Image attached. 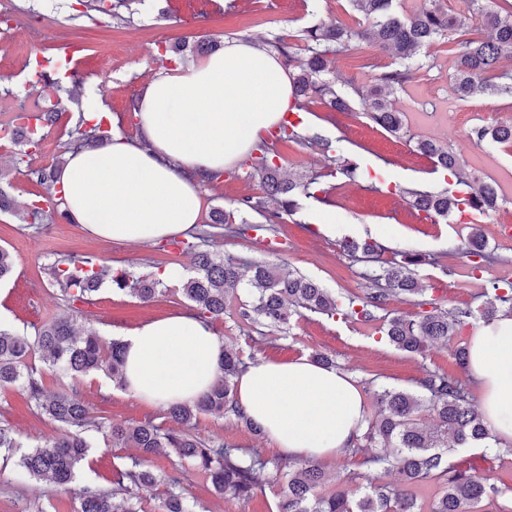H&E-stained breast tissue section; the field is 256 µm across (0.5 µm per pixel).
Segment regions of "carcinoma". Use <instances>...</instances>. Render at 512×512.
I'll list each match as a JSON object with an SVG mask.
<instances>
[{
    "mask_svg": "<svg viewBox=\"0 0 512 512\" xmlns=\"http://www.w3.org/2000/svg\"><path fill=\"white\" fill-rule=\"evenodd\" d=\"M143 2L111 0L107 5L105 0H77L87 9L113 17L118 16L116 10L120 8L132 16L137 12L136 6ZM347 2L364 22L353 26L340 21L322 23L300 30L295 44L284 37L270 42L271 49L288 65L295 112H307L316 102L325 104L331 112H349L355 96L372 123L395 136H404L408 133L404 114L395 108L391 96L424 67L417 60L420 52L442 39L454 43L456 63L451 84L458 99H468L488 88L512 94V69L502 66L505 60L512 61V0H501L504 7L499 10L488 7L486 0H466L465 11L461 13L448 12L443 0H428L424 8L411 14L399 13L396 0ZM476 24L489 30L490 36H475ZM363 44L391 54L393 67L370 87L353 88V96L341 94L325 75L337 57L350 55ZM46 63L41 70L32 71L35 79L29 81L26 101L11 107L13 112L36 115L35 131L19 130L14 118L0 123V138L11 146L8 157L12 168L43 189L19 210L0 186V214L15 217L27 228L58 219L70 220L59 185L64 154L73 149L97 148L111 139V130L103 128L106 119L94 122L85 118L77 84L72 78L61 76V70L55 67L57 60L48 57ZM47 101L58 108L74 104L77 116L67 132V140L61 144V155L49 165L34 168L30 159L41 147L44 129L59 117V113L44 109L43 103ZM473 134L479 142L512 143V125L482 126ZM290 143L303 149L331 151V143L317 133H310L303 120L296 124L280 122L275 140L260 139L245 162L246 177H259L265 196L245 197L229 209L216 208L207 228L182 239H170V259L157 267L158 271L168 273V280L151 273L136 275L126 269H115L94 256L67 254L51 264V285L70 310L79 312V305L89 302L104 285L149 302L167 291L170 281L178 285V291L189 302V310L209 323L223 318L232 309L249 324L286 333L292 315L301 317L311 312L330 319L373 323L391 345L408 353L422 352L427 341L448 342L471 320L479 318L488 323L502 311L512 314L511 282L492 284V297L478 310L434 306L414 317L389 311L390 301L399 296L423 295L425 288L418 269L429 264V258L404 253L398 261H383L382 248L369 242L346 239L341 243L355 261L372 268L369 279L373 288L364 295H334L313 279L283 271L277 263L236 262L209 250V239L217 229L242 238L250 231L271 232L283 215L295 211L299 196L326 199L330 191L325 183L328 177L357 182V165L340 158L330 159L331 166L324 172L281 177L280 148ZM415 148L430 158L435 168L455 177L453 190L407 191L413 209L424 213L425 218H459L464 211L481 217L498 207L499 186L464 171L447 147L418 140ZM250 212L261 216L265 223H251L247 219ZM466 254L483 262L492 258L477 228L468 238ZM35 355L43 366L32 363ZM123 367L122 344L114 340L104 345L97 329L90 324L77 329L70 318L58 316L32 326L27 336L0 324V389L21 388L37 414L60 427L55 438L20 455L18 465L29 477L49 480L67 490L98 440H103L107 448L138 450L131 466L117 472V488L110 492L84 490L79 495L78 512H143V493L159 483L153 458L162 448L171 449L180 460L204 472L213 489L229 501L251 497L263 481L280 485L276 512H422L409 487L427 479L441 485V495L429 512H478L483 499L512 494L511 487L501 488L451 462L448 441L472 447L487 442L491 433L461 381L448 371L428 372L419 381L418 393L389 388L376 393L378 414L366 420L365 430L350 453L363 456V464L371 469L392 474L394 483H369L354 490L350 484L361 479L358 475L350 477L344 488L325 494L321 489L330 481V475L317 461L290 464L285 471L280 463L256 451L206 440L189 431L192 422L205 414L234 416L259 429L236 408L235 380L245 362L232 347H224L220 374L203 397L192 404H175L166 409V419L173 423L171 428L150 421H107L94 414L76 388L55 393L47 389L49 379L59 370L73 380L102 372L120 381ZM423 415L436 420L434 430L423 428ZM19 448L12 429L0 426V455L12 456ZM370 448H379L381 452L370 453ZM164 512L194 510L181 493L172 491L164 503Z\"/></svg>",
    "mask_w": 512,
    "mask_h": 512,
    "instance_id": "obj_1",
    "label": "carcinoma"
}]
</instances>
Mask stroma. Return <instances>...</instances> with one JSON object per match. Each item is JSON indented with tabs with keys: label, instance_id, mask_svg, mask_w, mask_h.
I'll return each instance as SVG.
<instances>
[{
	"label": "stroma",
	"instance_id": "35a3bbf8",
	"mask_svg": "<svg viewBox=\"0 0 512 512\" xmlns=\"http://www.w3.org/2000/svg\"><path fill=\"white\" fill-rule=\"evenodd\" d=\"M70 4L71 0H13L14 7L21 10H37L40 30L35 33L20 27L0 32V75L9 77L13 90H21L26 86L27 57L65 50L73 66L91 74L81 94L82 102L108 113L111 124L132 140L138 136V127L128 112L129 102L160 75L157 57L165 48L202 37L218 41L242 38L263 46L274 36L291 35L305 26L334 19L351 25L356 19L347 0H288L284 5L273 0H212L207 6L208 19L201 24L185 19L182 4L175 8L180 17L175 23L159 19L151 0H145L129 24L97 12L77 13ZM429 52L434 59L432 68L417 72L403 90L397 91L394 105L405 113L414 138L446 145L465 170L500 185L502 201L479 223L498 262L472 271L464 252L470 226L434 224L413 214L406 189L437 191L442 187L433 177L430 160L416 152L413 141L396 138L373 125L361 109L330 112L317 103L304 113L305 125L331 141L338 155L357 163L363 173L361 180L339 184L325 203L300 198L297 212L284 216L273 234L218 238L212 243L213 249L227 256L280 263L336 294H360L370 286L366 265L353 262L340 248V235L327 230L331 224H355L358 238L384 245V259L396 258L402 252L429 257V264L419 270L428 287L426 299L448 309L483 306L492 282L512 279V237L500 233L501 225H512V144H480L471 131L481 125L512 124V96L485 92L456 99L448 79L455 66L454 53L445 42L434 44ZM363 53L360 60L337 57L331 66L329 77L338 92L369 86L392 65L387 53L368 47ZM240 172V167H232L221 182L201 187L200 222L209 221L212 209L229 208L243 197L262 195L260 179H244ZM0 246L11 252L15 263L13 278L0 284V322L20 333L52 316L66 314V304L46 273L59 255L90 254L110 261L115 268L144 273L152 272L169 257L159 242L105 241L89 235L83 225L64 221L26 230L9 215H0ZM186 307V299L175 289L144 304L104 288L84 315L109 341ZM212 328L225 345L239 348L247 362L291 361L317 352L332 356L338 370L353 376L370 418L378 411L377 391L385 387L417 390L419 380L432 370H448L465 379L472 404H479L482 397L477 383L454 360L456 347L470 343L477 329L473 323L464 326L450 342L430 345L420 354L397 350L373 328L311 313L293 317L286 335L273 328L256 333L233 314L213 322ZM79 390L95 413L109 420H163L162 409L142 403L104 374L85 376ZM0 425L12 428L26 451L59 432L57 424L34 413L25 394L15 387L0 390ZM193 431L216 442L257 450L275 462L280 459L265 435L252 432L232 416H198ZM136 454L133 448L92 449L67 494L50 482L20 477L17 457L0 456V512H54L62 500L76 512L83 487L114 489L116 468L131 463ZM452 460L490 477L499 486L512 487V454L505 453L502 445L491 450L459 448ZM154 467L161 473L180 472V489L194 503L196 512H275L276 487L266 484L250 499L227 501L214 492L204 474L176 456L159 455Z\"/></svg>",
	"mask_w": 512,
	"mask_h": 512
}]
</instances>
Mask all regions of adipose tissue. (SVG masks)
I'll list each match as a JSON object with an SVG mask.
<instances>
[{"label": "adipose tissue", "mask_w": 512, "mask_h": 512, "mask_svg": "<svg viewBox=\"0 0 512 512\" xmlns=\"http://www.w3.org/2000/svg\"><path fill=\"white\" fill-rule=\"evenodd\" d=\"M293 103L275 53L251 41L224 47L159 76L135 114L142 140L113 132L109 145L67 153L61 185L74 220L93 236L156 243L190 230L201 211L200 178L247 156ZM123 387L156 407L190 404L213 384L224 344L183 310L123 334ZM470 376L484 424L512 440V317L481 325L470 341ZM240 412L282 457L321 460L363 432V396L348 374L306 358L248 364L236 381Z\"/></svg>", "instance_id": "1"}]
</instances>
